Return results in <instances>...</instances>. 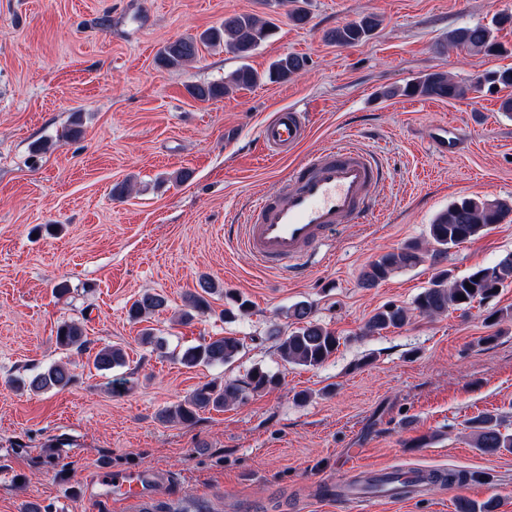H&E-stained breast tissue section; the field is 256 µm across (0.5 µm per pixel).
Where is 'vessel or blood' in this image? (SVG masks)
Returning a JSON list of instances; mask_svg holds the SVG:
<instances>
[{
    "mask_svg": "<svg viewBox=\"0 0 512 512\" xmlns=\"http://www.w3.org/2000/svg\"><path fill=\"white\" fill-rule=\"evenodd\" d=\"M308 135L303 112H276L258 131L257 142L269 154L287 156ZM387 178L374 154L335 146L295 164L273 193L259 197L242 227V248L256 264L296 276L304 275L310 256L343 225L365 224L374 213V197ZM423 474L410 473L411 490L388 485L380 498L397 501L423 495ZM99 483L106 494L133 502L148 492L140 472L101 470Z\"/></svg>",
    "mask_w": 512,
    "mask_h": 512,
    "instance_id": "b4317fda",
    "label": "vessel or blood"
}]
</instances>
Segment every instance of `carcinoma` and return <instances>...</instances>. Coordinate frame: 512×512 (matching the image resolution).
<instances>
[{"label":"carcinoma","instance_id":"1","mask_svg":"<svg viewBox=\"0 0 512 512\" xmlns=\"http://www.w3.org/2000/svg\"><path fill=\"white\" fill-rule=\"evenodd\" d=\"M375 15H365L357 21L338 26L328 33V39L338 46L355 47L364 43L379 27ZM273 25L256 14H233L224 18L219 28L209 29L197 37L178 38L167 43L161 50V62L172 68L194 61L199 54V45L224 46V49L244 60L222 83L190 84L186 90L200 101H208L229 94L233 89L247 88L257 84L262 75L245 63V59L271 35ZM448 43L469 53L486 55L506 52L490 27L482 24L458 28L448 35ZM306 66V59L298 55H286L275 60L268 69V77L288 80ZM489 84L499 90H512V67L491 71L474 82L457 81L448 73L433 71L424 74L399 89L388 91L391 96L427 97L448 100H463L477 92L482 85ZM512 213V204L505 200H489L480 197H462L441 212L428 228L427 245L417 241L403 244L393 251L370 262L361 273L362 284L372 288L400 269L414 268L432 260L435 272L427 287L417 295L413 307L386 304L379 308L364 324L362 335L368 336L390 328L400 329L410 321L413 313L425 317H437L448 310L467 311L476 302H483L498 294V290L512 285V254L488 267H476L465 275H455L442 267L450 249L484 234L490 227L500 224ZM472 289H467V285ZM216 284L202 275L197 289L185 295L188 310L181 319H193V313L203 314L209 304L205 295L213 293ZM466 300H459V296ZM166 298L157 292H145L131 304L129 317L137 322L166 307ZM292 330L280 339L278 346L282 360L288 364L308 368L322 366L337 350L340 337L313 319L312 306L298 302L287 310ZM59 348L89 354L93 367L110 370L126 363L125 351L117 345L95 348L94 341L85 335L83 326L75 321L63 322L56 330ZM243 348L237 336L211 337L202 343L184 349L181 363L194 368L201 364L220 366L234 359ZM73 382V374L66 363H54L33 372L28 378L15 381L19 390L39 394L50 389L62 390ZM275 383V378L261 368L253 369L247 376L245 386L236 383L217 385L204 384L184 399L164 409L160 418L166 422L191 424L200 413L219 411L243 400L247 389L260 391ZM471 444L482 454L495 456L512 450V433L502 431V420L495 414L484 413L468 421ZM430 485L463 486L467 474L455 471L432 470L427 473ZM456 512H495L497 502L491 498L482 503L460 495L456 498Z\"/></svg>","mask_w":512,"mask_h":512}]
</instances>
